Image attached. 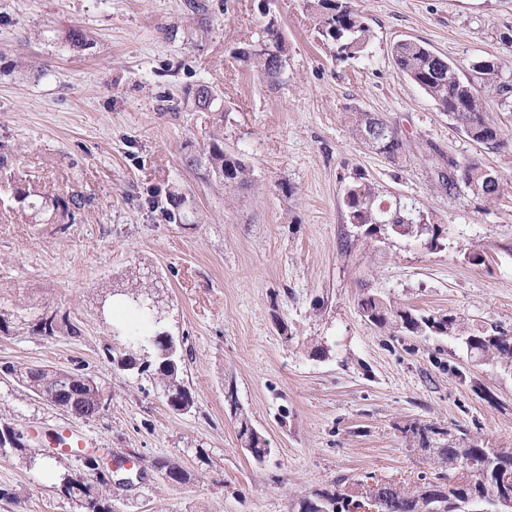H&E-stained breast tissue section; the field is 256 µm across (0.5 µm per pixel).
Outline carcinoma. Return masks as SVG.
<instances>
[{
	"label": "carcinoma",
	"instance_id": "1",
	"mask_svg": "<svg viewBox=\"0 0 512 512\" xmlns=\"http://www.w3.org/2000/svg\"><path fill=\"white\" fill-rule=\"evenodd\" d=\"M307 9L315 21V29L322 42L334 48L333 55L340 61L358 58L365 53L372 38V32L364 18L352 5V0H306ZM261 44L265 50L251 56L238 58L244 66L256 71L271 85L278 84L271 71L269 56L275 53L288 57L287 49L279 32V27L269 21L266 23ZM392 59L408 79L423 90L433 100L439 110L448 117L473 141L495 140L496 149L512 147V141L502 138L499 128L489 115L483 94L497 98L502 107H512V81L506 77V71L512 68L508 61L493 57L474 61L470 64L472 75L462 70L447 57L433 52L425 44L401 40L393 44ZM220 98L209 96V86H200L194 95V105L199 112H211ZM380 122L370 112L355 115L352 123V135L363 146L385 154L397 160L403 153L404 141L395 129H390L387 141L374 146L369 143L366 133L370 125ZM457 162L450 160L448 166ZM463 171L462 178L454 181L450 174L438 173L439 183L452 191L461 186L474 190L479 188L478 197L494 200L500 197L501 185L489 184L487 167L476 160H464L457 163ZM204 177L222 185H244L247 183V168L238 158L224 152V135L214 131L202 150L201 162ZM383 191L363 174H356L345 193V207L352 224H384L390 221L395 204H388L382 198ZM38 191L32 186L13 182L10 197L21 212L46 209L33 198ZM53 212L60 218L73 222L75 215L85 207V199L75 196H54L50 199ZM125 302L133 308V314L144 324V330L138 337L141 350L151 353L147 369L154 371L157 380L167 397L168 405L175 409L182 403L193 406V399L183 378L182 358L176 356L169 340L172 336L160 328L163 321L158 312V301L154 287L141 283L133 288L124 289ZM361 313L371 324L381 329L406 331L424 336H449L456 340L466 353L488 365L512 371V335L485 328L467 331L453 314L425 315L403 307H395L375 294L364 296L359 303ZM40 332L46 336L77 335L74 325L66 319H57L46 325L37 323ZM16 382L35 392L31 382L51 380L54 372L45 369L32 374L30 368L15 365L6 366ZM75 385L81 388L82 405L88 412L82 415L91 419L93 401L97 390L82 383L85 374L74 372ZM20 439L14 450L25 452L30 457L38 456L36 449L27 446L22 432L11 428H0V448L4 443ZM246 448L252 457L261 462L268 453L265 441L256 434L245 439ZM433 454L438 458L440 471L431 476L421 477V484L408 491L390 483H364L362 497L379 502V512H426V508L436 506L440 512H474L494 496H512V482L502 481L505 472H512V450L506 448H482L471 442L448 440V447L435 448ZM464 462L469 471L459 478L451 476V471L459 462ZM84 472L80 476H65L62 479L61 492L77 502L83 512H111L103 504L104 491L109 483L97 475L98 465L93 455L83 456ZM298 512H353L358 506L353 496L346 493H316L303 497L297 502Z\"/></svg>",
	"mask_w": 512,
	"mask_h": 512
}]
</instances>
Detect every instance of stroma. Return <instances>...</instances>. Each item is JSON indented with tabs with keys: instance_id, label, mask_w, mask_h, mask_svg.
<instances>
[{
	"instance_id": "stroma-1",
	"label": "stroma",
	"mask_w": 512,
	"mask_h": 512,
	"mask_svg": "<svg viewBox=\"0 0 512 512\" xmlns=\"http://www.w3.org/2000/svg\"><path fill=\"white\" fill-rule=\"evenodd\" d=\"M355 7L373 38L364 57L338 61L305 0H0V365L78 370L109 398L96 418L74 420L0 372V427L37 447L70 423L134 458L141 476L111 485L112 512H295L302 497L371 478L410 487L437 466L419 442L424 426L512 448V373L451 338L373 326L358 306L374 293L512 334V149L474 143L391 57L405 39L465 67L512 56V0ZM271 15L288 48L274 87L231 56ZM75 26L88 34L80 47L65 38ZM201 83L223 111H193L187 99ZM359 112L397 129L398 162L352 137ZM217 126L247 186L188 165ZM452 159L496 170L500 197L448 193L438 173ZM360 172L385 197L431 212L444 249L361 238L343 203ZM17 180L90 204L72 224L22 216L7 191ZM172 194L180 224L163 217ZM472 251L483 264L468 262ZM140 278L163 299L192 393L187 413L169 409L150 373L112 363L127 345L113 319L130 331L138 321L98 306ZM47 311L79 336L34 332ZM231 381L266 442L264 462L238 437ZM159 460L183 481L163 480ZM82 469L75 457L46 467L0 451V512H80L60 482Z\"/></svg>"
}]
</instances>
